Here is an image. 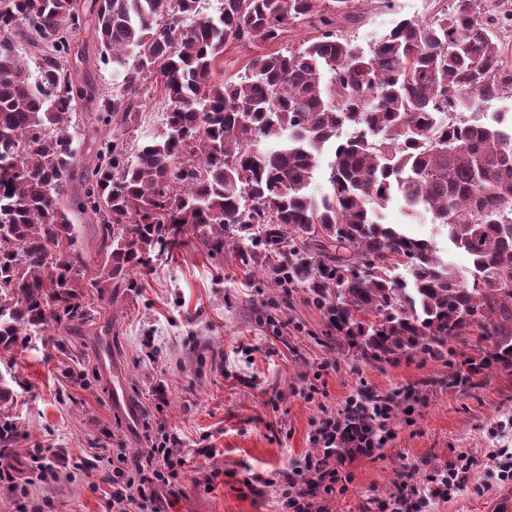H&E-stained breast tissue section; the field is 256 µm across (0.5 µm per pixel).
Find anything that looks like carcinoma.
<instances>
[{"mask_svg": "<svg viewBox=\"0 0 512 512\" xmlns=\"http://www.w3.org/2000/svg\"><path fill=\"white\" fill-rule=\"evenodd\" d=\"M221 2L209 16L200 0H94L100 57L123 88L98 97L113 130L77 202L65 196L80 161L67 134L78 112L68 39L81 16L73 0H0V362L33 333L94 321L89 289L102 301L135 287L193 233L216 254L230 235L248 240L243 262L275 256L285 296L305 293L369 363L429 356L470 386L492 367L512 369V126L464 118L481 99L512 95V66L477 0L402 19L366 51L340 23L359 21L368 0ZM302 26L317 35L224 77L229 48L273 45ZM25 31L47 48L34 79L14 51ZM154 74L164 126L130 161L124 127ZM345 128L354 135L343 140ZM332 140L330 189L317 198L309 188ZM395 195L470 256V278L431 242L381 222ZM78 213L99 227L105 262L92 281ZM470 339L477 356L458 359L456 344ZM13 402L0 378L1 448L15 444ZM389 402L359 393L336 458L355 437L378 436Z\"/></svg>", "mask_w": 512, "mask_h": 512, "instance_id": "cac0c4a2", "label": "carcinoma"}]
</instances>
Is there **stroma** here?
Segmentation results:
<instances>
[{
    "label": "stroma",
    "instance_id": "1",
    "mask_svg": "<svg viewBox=\"0 0 512 512\" xmlns=\"http://www.w3.org/2000/svg\"><path fill=\"white\" fill-rule=\"evenodd\" d=\"M438 0H370L363 16L344 25L352 44L365 48L403 18H428ZM78 82L110 93L122 77L105 64L91 29L71 40ZM84 161L69 194H81L96 140L108 135L91 107L68 130ZM385 221L433 242L449 265L467 274L469 257L450 249L430 215L406 216L390 203ZM238 239L220 254L196 235L172 254L156 257L150 274L120 289L80 334L29 337L10 372L17 402L14 464L33 491L53 498L52 512H112V487L81 468L93 455L147 448L148 435L165 431L186 458V475L165 512H283L272 487H250V473H275L310 452L320 419L344 411L350 397L368 389L394 396L381 444L348 458L345 491L313 496L316 512H395L402 476L426 486L460 455L478 460L465 487L435 499L429 512H486L506 486L489 454L512 449V369H493L480 386L452 383L446 362L421 356L372 366L347 347L330 345L322 312L304 294L285 298L276 288L272 260L245 264ZM70 344L58 349L55 339ZM83 377L70 375L75 359ZM165 389V403L154 396ZM46 448L63 477L36 482L35 449ZM210 485H202L205 474Z\"/></svg>",
    "mask_w": 512,
    "mask_h": 512
}]
</instances>
